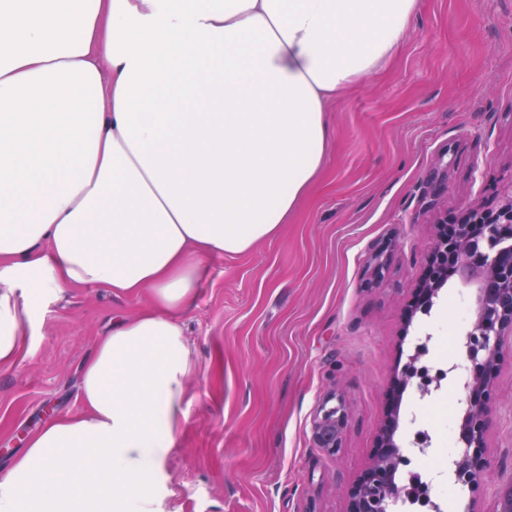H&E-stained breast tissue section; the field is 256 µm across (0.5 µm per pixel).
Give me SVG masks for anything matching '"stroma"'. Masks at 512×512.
Listing matches in <instances>:
<instances>
[{
	"label": "stroma",
	"mask_w": 512,
	"mask_h": 512,
	"mask_svg": "<svg viewBox=\"0 0 512 512\" xmlns=\"http://www.w3.org/2000/svg\"><path fill=\"white\" fill-rule=\"evenodd\" d=\"M318 183L275 237L213 258L185 314L198 363L168 461L173 512H349L392 407L435 420L460 448V420L434 415L394 377L420 334L463 336L474 295L457 279L431 314H410L439 222L492 209L512 182V0H422L395 58L337 100ZM448 167L445 186L425 177ZM387 249L382 283L368 259ZM21 349L0 364V471L24 437L79 411L82 363L113 321L150 310L148 295L30 289ZM336 390L348 421L336 456L310 441L314 409ZM486 478L477 491L439 477L447 512H495L512 482V337L487 399Z\"/></svg>",
	"instance_id": "obj_1"
}]
</instances>
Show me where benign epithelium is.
Here are the masks:
<instances>
[{"label":"benign epithelium","mask_w":512,"mask_h":512,"mask_svg":"<svg viewBox=\"0 0 512 512\" xmlns=\"http://www.w3.org/2000/svg\"><path fill=\"white\" fill-rule=\"evenodd\" d=\"M453 228V234L437 238L432 254L448 249L454 251L458 258V279L475 288V319L461 340L470 373L461 378L458 364H448V376L458 378L466 393L461 427L463 447L448 459V472L456 481L472 487L481 484L485 474L484 466L479 464L487 427L481 397L490 386L503 338L512 335V184L503 189L494 219L479 225L477 233L470 232L469 224H455ZM368 268L374 278L384 276V250H374ZM435 341L436 337L431 334L424 336L398 371V380L414 385L422 397L433 396L436 389L420 388L415 367L423 352ZM347 419L342 398L334 390L327 392L311 420V439L315 447L329 456L336 455ZM398 421L397 413L389 419L377 455L351 493L350 512H401L405 508L408 491L395 481V474L407 463L406 455L393 438V428Z\"/></svg>","instance_id":"7a95c632"}]
</instances>
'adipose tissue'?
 <instances>
[{
  "label": "adipose tissue",
  "mask_w": 512,
  "mask_h": 512,
  "mask_svg": "<svg viewBox=\"0 0 512 512\" xmlns=\"http://www.w3.org/2000/svg\"><path fill=\"white\" fill-rule=\"evenodd\" d=\"M419 8L0 0V363L21 343L22 272L151 300L82 364L80 412L0 472V512H163L202 272L294 215L333 102L393 60Z\"/></svg>",
  "instance_id": "1"
}]
</instances>
